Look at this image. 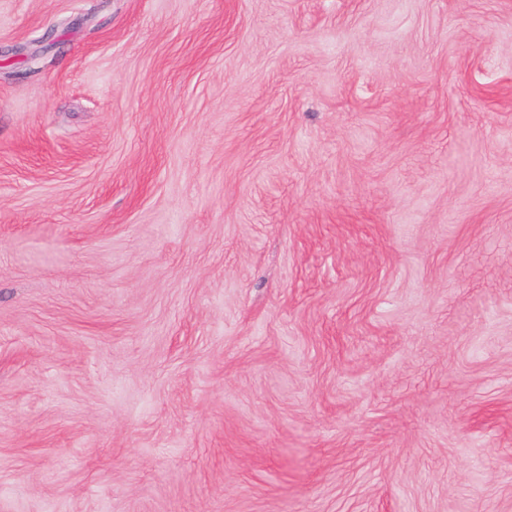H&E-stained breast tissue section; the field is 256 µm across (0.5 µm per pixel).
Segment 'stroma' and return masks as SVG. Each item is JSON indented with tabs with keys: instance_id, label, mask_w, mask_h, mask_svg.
<instances>
[{
	"instance_id": "35a3bbf8",
	"label": "stroma",
	"mask_w": 512,
	"mask_h": 512,
	"mask_svg": "<svg viewBox=\"0 0 512 512\" xmlns=\"http://www.w3.org/2000/svg\"><path fill=\"white\" fill-rule=\"evenodd\" d=\"M0 512H512V0H0Z\"/></svg>"
}]
</instances>
